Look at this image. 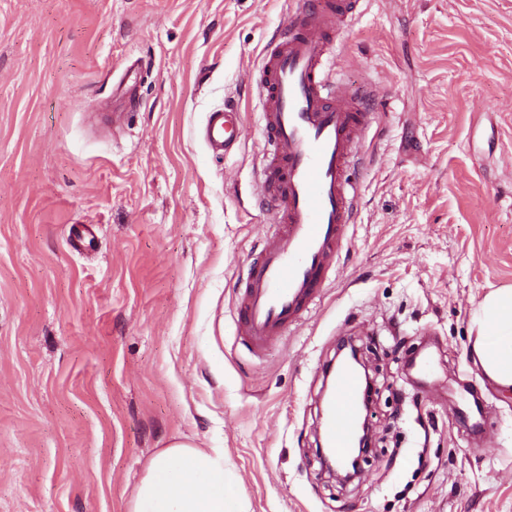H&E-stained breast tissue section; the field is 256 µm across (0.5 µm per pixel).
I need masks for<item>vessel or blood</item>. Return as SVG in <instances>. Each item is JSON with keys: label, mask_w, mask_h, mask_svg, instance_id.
<instances>
[{"label": "vessel or blood", "mask_w": 512, "mask_h": 512, "mask_svg": "<svg viewBox=\"0 0 512 512\" xmlns=\"http://www.w3.org/2000/svg\"><path fill=\"white\" fill-rule=\"evenodd\" d=\"M351 19L350 0H301L262 58L257 89L266 160L257 193L275 208L261 257L246 267L237 318L239 334L257 350L310 310L348 242L356 188L347 171L372 126L365 101L330 73ZM242 129L241 110L227 106L209 113L202 137L223 155ZM332 383L321 436L343 465L354 450L363 383L346 365L337 366Z\"/></svg>", "instance_id": "1"}]
</instances>
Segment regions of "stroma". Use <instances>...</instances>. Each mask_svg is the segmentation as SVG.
Listing matches in <instances>:
<instances>
[{
    "instance_id": "obj_1",
    "label": "stroma",
    "mask_w": 512,
    "mask_h": 512,
    "mask_svg": "<svg viewBox=\"0 0 512 512\" xmlns=\"http://www.w3.org/2000/svg\"><path fill=\"white\" fill-rule=\"evenodd\" d=\"M295 2L0 0V512H129L176 441L223 450L239 512H512V395L471 356L512 286V0H359L336 76L378 101L349 243L258 355L256 83ZM344 337L380 440L346 487L317 455ZM242 129V111L234 106H224V109L209 113L202 137L214 154L224 155L238 144Z\"/></svg>"
}]
</instances>
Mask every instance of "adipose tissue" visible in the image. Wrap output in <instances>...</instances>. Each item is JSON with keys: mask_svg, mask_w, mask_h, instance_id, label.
<instances>
[{"mask_svg": "<svg viewBox=\"0 0 512 512\" xmlns=\"http://www.w3.org/2000/svg\"><path fill=\"white\" fill-rule=\"evenodd\" d=\"M472 346L484 374L512 393V287L486 293L473 313ZM224 454L177 441L158 451L131 499V512H234Z\"/></svg>", "mask_w": 512, "mask_h": 512, "instance_id": "obj_1", "label": "adipose tissue"}]
</instances>
